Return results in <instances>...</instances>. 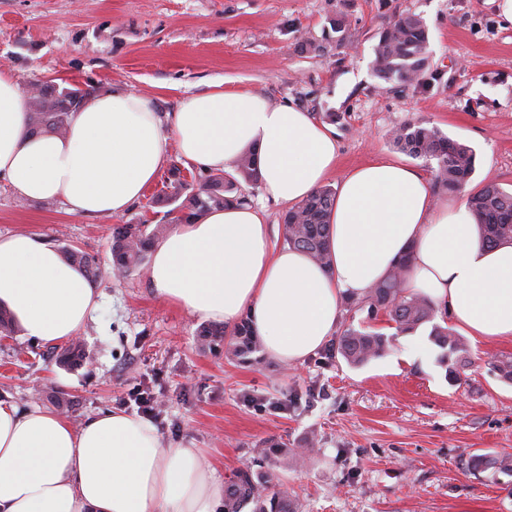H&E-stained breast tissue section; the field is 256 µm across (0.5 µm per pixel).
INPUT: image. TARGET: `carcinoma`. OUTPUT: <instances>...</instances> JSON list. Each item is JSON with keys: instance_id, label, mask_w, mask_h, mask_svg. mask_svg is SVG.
Here are the masks:
<instances>
[{"instance_id": "obj_1", "label": "carcinoma", "mask_w": 512, "mask_h": 512, "mask_svg": "<svg viewBox=\"0 0 512 512\" xmlns=\"http://www.w3.org/2000/svg\"><path fill=\"white\" fill-rule=\"evenodd\" d=\"M376 76L386 82L396 81L423 85L430 69L428 31L422 19L408 13L390 20L379 36L372 62ZM90 96L80 88L44 87L31 112V129L39 133L63 135L67 132L70 113ZM393 145L408 155L425 161H436L434 183L452 193L465 190L476 170L475 150L451 139L440 129L419 123H405L393 130ZM233 172L211 171L199 177L186 175L172 165L156 203L170 207V221L164 224H114L111 234V262L101 266L93 255L70 245L62 248L64 258L80 267L89 278L105 272L124 276L142 270L153 246L163 239L173 224L194 220L203 213L229 205H247L249 195L243 185H257L260 176L255 156L241 155L232 165ZM335 192L328 187L315 189L283 216L285 242L306 252L319 264L328 265L329 219ZM469 209L478 225L481 242L487 247L512 245V193L494 184L466 194ZM409 260L401 258L390 273L375 283L362 298H346L347 311L367 312L366 319L383 317L395 324L400 333H411L425 323L432 324L430 337L439 349L437 361L450 378L456 368L465 364L470 351L463 339L435 322L438 308L426 297L405 287ZM204 349L224 348L234 357H242L259 349L250 319H240L231 329L222 326L199 330ZM392 338L371 327L357 330L343 326L334 351L348 364L359 366L385 354ZM467 467L473 471L503 473L512 476V457L475 454ZM246 505L251 512H296L288 494L279 487L272 470L260 472L251 466L238 470L224 489V512H241Z\"/></svg>"}]
</instances>
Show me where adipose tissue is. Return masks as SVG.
I'll list each match as a JSON object with an SVG mask.
<instances>
[{"mask_svg":"<svg viewBox=\"0 0 512 512\" xmlns=\"http://www.w3.org/2000/svg\"><path fill=\"white\" fill-rule=\"evenodd\" d=\"M173 145L208 171L254 150L265 195L288 205L319 187L338 157L332 129L309 113L219 85L185 98L167 121L136 93L96 95L71 112L66 134H36L18 76L0 68V179L21 201L123 214ZM404 256L408 288L446 307L455 328L512 341V245L482 246L466 202H439L398 162L343 178L328 266L276 245L259 209L228 206L174 225L149 281L161 300L225 327L248 316L272 358L296 363L332 336L345 295H365ZM0 306L25 335L59 343L92 320L100 295L37 235L15 233L0 235ZM223 494L196 449L160 447L148 420L112 410L75 427L0 400V512H215Z\"/></svg>","mask_w":512,"mask_h":512,"instance_id":"ef3b65f1","label":"adipose tissue"}]
</instances>
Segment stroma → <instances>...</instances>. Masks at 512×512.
<instances>
[{
    "label": "stroma",
    "mask_w": 512,
    "mask_h": 512,
    "mask_svg": "<svg viewBox=\"0 0 512 512\" xmlns=\"http://www.w3.org/2000/svg\"><path fill=\"white\" fill-rule=\"evenodd\" d=\"M500 0H0V64L22 86L123 89L160 116L214 82L289 102L331 122L338 187L353 169L394 160L391 131L427 122L477 152L472 188L512 191V22ZM423 18L437 71L430 87L374 73L379 35L393 16ZM346 21L337 44L336 18ZM336 121H329V113ZM155 181L121 216L23 203L0 180V234L29 232L110 259L113 224H159ZM94 320L80 330L86 359L60 365L49 344L0 336V399L59 410L72 426L113 409L151 419L162 446L199 449L222 480L263 449L298 512H512V477L472 473V454L512 455V384L490 362L511 343L469 341L473 361L449 379L429 325L391 323L392 348L354 367L324 345L299 363L257 350L240 360L202 350L205 319L160 300L147 273L110 275Z\"/></svg>",
    "instance_id": "35a3bbf8"
}]
</instances>
